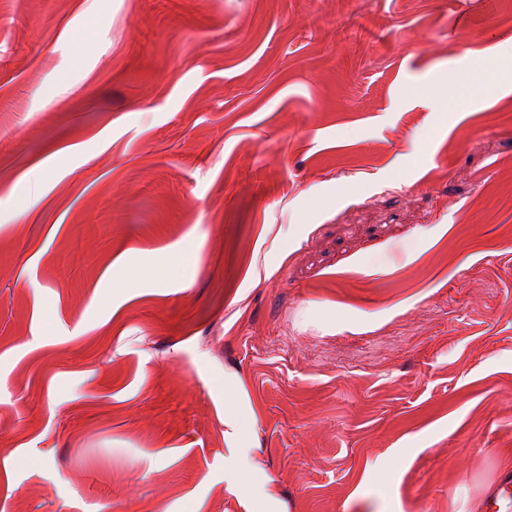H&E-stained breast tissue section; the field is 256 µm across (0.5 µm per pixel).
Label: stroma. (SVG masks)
I'll return each instance as SVG.
<instances>
[{
    "instance_id": "obj_1",
    "label": "stroma",
    "mask_w": 512,
    "mask_h": 512,
    "mask_svg": "<svg viewBox=\"0 0 512 512\" xmlns=\"http://www.w3.org/2000/svg\"><path fill=\"white\" fill-rule=\"evenodd\" d=\"M511 37L512 0H0V512H482Z\"/></svg>"
}]
</instances>
